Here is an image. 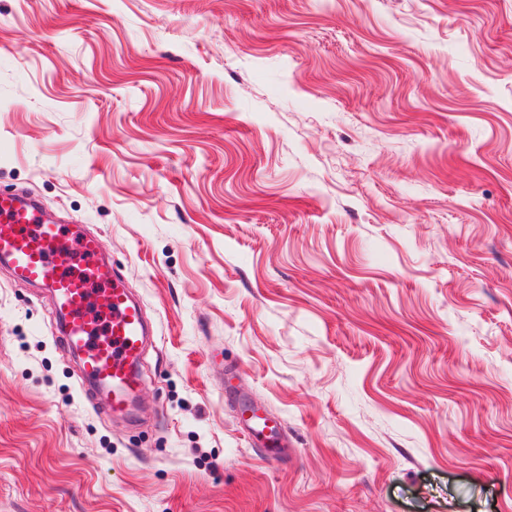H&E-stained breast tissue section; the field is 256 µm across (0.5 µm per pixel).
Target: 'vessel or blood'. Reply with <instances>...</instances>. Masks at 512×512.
Masks as SVG:
<instances>
[{"instance_id": "1", "label": "vessel or blood", "mask_w": 512, "mask_h": 512, "mask_svg": "<svg viewBox=\"0 0 512 512\" xmlns=\"http://www.w3.org/2000/svg\"><path fill=\"white\" fill-rule=\"evenodd\" d=\"M0 262L15 280L49 291L61 317L57 339L79 355L82 385L104 392L109 412L130 413L142 385L145 317L103 260L97 237H75L67 225L40 223L34 201L0 195ZM98 290L111 294L112 308L94 324L86 313Z\"/></svg>"}]
</instances>
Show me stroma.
<instances>
[{"instance_id":"stroma-1","label":"stroma","mask_w":512,"mask_h":512,"mask_svg":"<svg viewBox=\"0 0 512 512\" xmlns=\"http://www.w3.org/2000/svg\"><path fill=\"white\" fill-rule=\"evenodd\" d=\"M22 192L153 334L104 416L0 265V512H512V0H0Z\"/></svg>"}]
</instances>
